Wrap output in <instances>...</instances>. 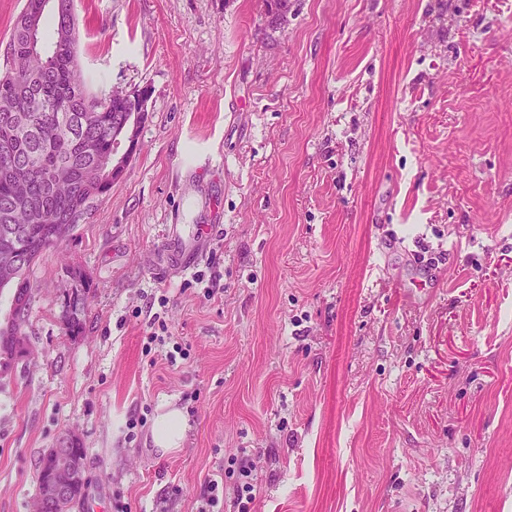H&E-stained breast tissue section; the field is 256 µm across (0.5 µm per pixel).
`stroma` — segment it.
<instances>
[{"label": "stroma", "instance_id": "1", "mask_svg": "<svg viewBox=\"0 0 512 512\" xmlns=\"http://www.w3.org/2000/svg\"><path fill=\"white\" fill-rule=\"evenodd\" d=\"M75 6L84 69L150 88L148 118L33 268L0 512H33L66 437L91 476L76 512H198L243 458L251 512H512V0ZM193 219L220 230L160 273ZM65 254L93 284L78 337ZM165 401L189 422L167 454L147 445ZM220 230L216 224H172L169 225L163 248L159 271L180 273L191 271L203 256V245L213 233Z\"/></svg>", "mask_w": 512, "mask_h": 512}]
</instances>
